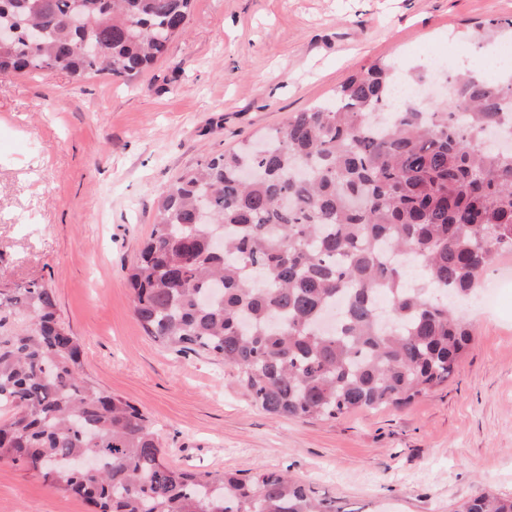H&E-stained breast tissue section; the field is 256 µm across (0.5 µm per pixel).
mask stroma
Instances as JSON below:
<instances>
[{
  "instance_id": "1",
  "label": "stroma",
  "mask_w": 512,
  "mask_h": 512,
  "mask_svg": "<svg viewBox=\"0 0 512 512\" xmlns=\"http://www.w3.org/2000/svg\"><path fill=\"white\" fill-rule=\"evenodd\" d=\"M512 19V0H192L185 34L136 80L0 73V289L37 281L84 348L83 372L158 429L176 467L288 472L335 512H459L512 497V255L496 299L464 309L474 341L448 383L404 409L276 418L234 371L175 354L134 316L127 274L159 190L205 158L333 98L372 64L427 65ZM0 512H91L0 462Z\"/></svg>"
}]
</instances>
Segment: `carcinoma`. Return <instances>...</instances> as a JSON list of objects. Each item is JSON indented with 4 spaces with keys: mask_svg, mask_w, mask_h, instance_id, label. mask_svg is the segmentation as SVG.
Wrapping results in <instances>:
<instances>
[{
    "mask_svg": "<svg viewBox=\"0 0 512 512\" xmlns=\"http://www.w3.org/2000/svg\"><path fill=\"white\" fill-rule=\"evenodd\" d=\"M191 0H0V26L41 29L0 44V72L51 69L131 82L162 56ZM82 14L88 27L74 30ZM94 41L101 52L85 51ZM373 64L333 100L181 173L130 267L133 312L177 354L236 371L275 417L335 419L400 408L445 384L472 344L457 305L512 253V152L484 146L512 77L459 72L441 101L404 103ZM0 461L22 462L93 512H333L286 473L169 465L158 430L83 375L52 289L0 290ZM24 323L7 327V317ZM93 457L91 476L61 471ZM462 512H512L486 494Z\"/></svg>",
    "mask_w": 512,
    "mask_h": 512,
    "instance_id": "cac0c4a2",
    "label": "carcinoma"
}]
</instances>
